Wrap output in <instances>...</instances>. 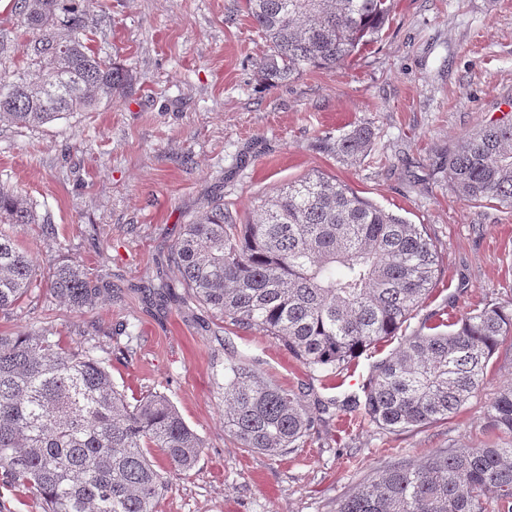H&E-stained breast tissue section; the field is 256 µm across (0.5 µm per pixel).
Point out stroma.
Wrapping results in <instances>:
<instances>
[{
    "instance_id": "obj_1",
    "label": "stroma",
    "mask_w": 512,
    "mask_h": 512,
    "mask_svg": "<svg viewBox=\"0 0 512 512\" xmlns=\"http://www.w3.org/2000/svg\"><path fill=\"white\" fill-rule=\"evenodd\" d=\"M88 34L100 55L137 73L134 91L36 128L0 124V186L34 204L36 223L14 233L41 270L76 258L111 274L122 293L77 312L37 291L0 316V333L50 324L71 344L95 337L127 399L161 392L173 401L205 450L159 512H336L397 459L512 441L490 427L486 407L512 383V341L490 360L483 390L447 420L387 432L361 408L373 365L423 324L512 303V209L460 201L445 168L476 125L512 120V0H396L378 42L274 87L260 77L269 46L242 0H112L111 14L92 12ZM360 124L376 134L371 151L336 157L329 143ZM314 171L426 225L440 261L430 296L397 335L335 374L222 324L178 285L163 299L153 293L159 280L177 284L170 249L211 201L245 219L258 198ZM43 221L56 239L41 237ZM230 361L319 413L300 448L250 452L225 431Z\"/></svg>"
}]
</instances>
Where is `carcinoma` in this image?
Listing matches in <instances>:
<instances>
[{"label": "carcinoma", "instance_id": "1", "mask_svg": "<svg viewBox=\"0 0 512 512\" xmlns=\"http://www.w3.org/2000/svg\"><path fill=\"white\" fill-rule=\"evenodd\" d=\"M109 0H13L26 35L23 66L0 73V123L40 127L88 112L133 90L138 77L87 42L90 9ZM246 16L270 44L260 67L269 85L308 69L330 70L369 46L391 0H244ZM374 131L358 125L336 139V156L368 153ZM448 183L463 201L512 208V121L478 126L448 154ZM34 224L33 203L0 189V224ZM190 298L242 330L259 331L303 366L336 372L393 336L428 298L439 267L423 224H411L319 172L266 196L245 224L221 198L170 250ZM76 311L114 288L77 259L43 274L0 227V314L36 289ZM512 337V308L466 313L404 339L374 367L364 414L378 428L424 427L456 413L481 390L489 360ZM89 337L73 347L41 326L0 335V473L40 500L42 512H157L172 479L204 453L202 438L167 395L135 402L116 389L112 363ZM224 429L244 448L276 455L299 447L315 419L299 397L249 364L224 366ZM491 427L512 435V385L487 405ZM169 469L156 468L152 449ZM494 500L512 512V445L437 450L397 460L358 483L336 512H483Z\"/></svg>", "mask_w": 512, "mask_h": 512}]
</instances>
